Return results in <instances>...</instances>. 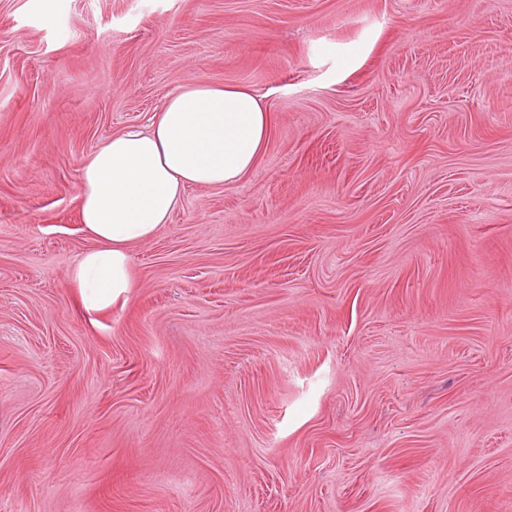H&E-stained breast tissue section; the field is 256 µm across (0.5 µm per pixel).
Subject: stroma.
<instances>
[{
    "instance_id": "1",
    "label": "stroma",
    "mask_w": 512,
    "mask_h": 512,
    "mask_svg": "<svg viewBox=\"0 0 512 512\" xmlns=\"http://www.w3.org/2000/svg\"><path fill=\"white\" fill-rule=\"evenodd\" d=\"M194 84L265 151L86 315L82 165ZM0 512H512V0H0Z\"/></svg>"
}]
</instances>
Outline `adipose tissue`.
<instances>
[{
	"instance_id": "adipose-tissue-1",
	"label": "adipose tissue",
	"mask_w": 512,
	"mask_h": 512,
	"mask_svg": "<svg viewBox=\"0 0 512 512\" xmlns=\"http://www.w3.org/2000/svg\"><path fill=\"white\" fill-rule=\"evenodd\" d=\"M270 134L268 109L251 90L195 84L172 93L152 126L125 128L92 152L78 198L94 245L68 275L84 310H106L130 293L131 246L169 222L186 186L239 184Z\"/></svg>"
}]
</instances>
